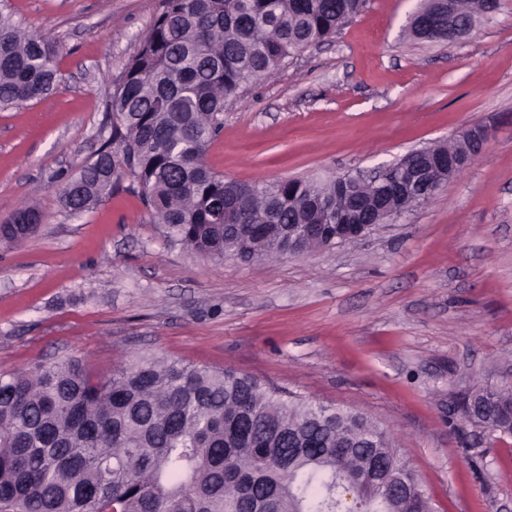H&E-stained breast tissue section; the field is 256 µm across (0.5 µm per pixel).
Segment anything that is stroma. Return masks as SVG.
Returning a JSON list of instances; mask_svg holds the SVG:
<instances>
[{"label":"stroma","instance_id":"35a3bbf8","mask_svg":"<svg viewBox=\"0 0 512 512\" xmlns=\"http://www.w3.org/2000/svg\"><path fill=\"white\" fill-rule=\"evenodd\" d=\"M420 4L367 0L249 85L207 161L240 182L367 175L478 125L475 160L360 242L217 264L167 241L132 179L79 214L59 203L162 0H7L60 41L64 79L0 111V222L44 216L0 247V370L75 357L104 376L137 353L232 369L377 420L434 512H512V437L459 430L455 412L512 383V0L449 45L408 36ZM15 213L19 214H27L31 213L32 215L37 217V223L31 224L30 222L18 218L19 214L10 218L9 222L6 224H0V244H14L25 240L33 235H35L39 230L40 223L38 220L41 218V214L35 210L33 207H19L15 211ZM12 224H23L21 227H14ZM2 225V227H1Z\"/></svg>","mask_w":512,"mask_h":512}]
</instances>
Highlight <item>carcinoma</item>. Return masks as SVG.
<instances>
[{"instance_id": "cac0c4a2", "label": "carcinoma", "mask_w": 512, "mask_h": 512, "mask_svg": "<svg viewBox=\"0 0 512 512\" xmlns=\"http://www.w3.org/2000/svg\"><path fill=\"white\" fill-rule=\"evenodd\" d=\"M366 0H164L112 94L110 135L60 191L81 213L125 176L165 237L195 255L284 256L272 223L334 224L333 181H226L205 162L224 105L304 48L336 35ZM423 9L448 29V0ZM60 45L0 13V108L39 101L63 80ZM243 242L224 232V200ZM39 224L0 226V244ZM503 432L512 388L485 389ZM408 471L392 507L367 478L375 459ZM431 512L416 471L371 417L266 386L231 370L133 356L93 379L78 358L0 372V512Z\"/></svg>"}]
</instances>
